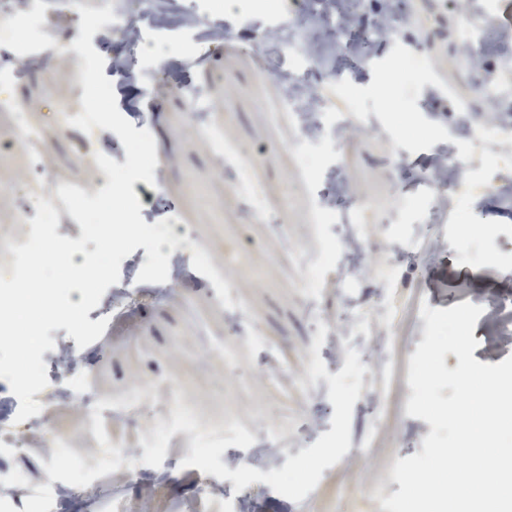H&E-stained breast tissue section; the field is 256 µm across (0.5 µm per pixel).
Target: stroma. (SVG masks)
<instances>
[{"label":"stroma","mask_w":512,"mask_h":512,"mask_svg":"<svg viewBox=\"0 0 512 512\" xmlns=\"http://www.w3.org/2000/svg\"><path fill=\"white\" fill-rule=\"evenodd\" d=\"M79 9L41 4L46 19L21 41L0 42V78L9 77L17 110L0 108V244L25 233L37 214L36 201L19 191L22 182L50 183L46 200L58 213V230L76 240L80 224L55 190H101L97 139L82 141L68 123L82 108V67L59 48L63 32L79 35L80 8L101 0H78ZM268 0H236V10H215L209 0H167V24L143 18L144 40L156 54H138L129 74H104L113 84L120 113L136 129H148L157 146L156 189L143 202L147 224L177 218L189 246L178 285L141 283L145 248L120 265L115 289L106 290L90 321L107 319L98 349L75 375L77 391L112 398L155 384L152 397L133 411L142 440L137 479L100 459L83 428L78 401L44 404L32 416L16 448L0 456V500L67 481V459L102 468L135 512H196L205 488H221L238 512H377L380 492L396 493L391 477L397 460L422 452L431 426L409 416L410 364L424 339L422 306L448 309L479 305L512 286V241L500 240L512 226V138L493 141L463 176L475 182L496 178L494 193H449L435 201L431 186L418 180L448 149L467 152L470 129L494 130L500 116L488 115L463 49L469 17L489 19L480 52L488 60H512V0H399L401 26L376 28L386 0H362L368 33L364 54L338 56L333 69L311 68L300 48L278 50L263 61L259 33L288 18L267 10ZM427 55L424 72L408 99L397 93L405 55L416 47ZM311 89L306 104L324 112L338 89L356 96L359 109L337 115L335 127L316 138L288 125L272 126L265 102L281 95L287 78ZM406 113L416 128L408 135L397 120ZM224 125L231 152L214 144L210 122ZM35 126L43 142L34 147L21 130ZM320 154L315 175L299 167L296 153ZM249 160L269 194L281 197L267 223L254 221L255 205L234 190L237 159ZM347 182V211L365 204L363 272L357 287H344L350 257L344 249L351 229L318 224L316 208L336 197L332 168ZM418 203L401 209L400 200ZM286 231L290 253L275 240ZM248 232L252 246L236 257L223 241ZM482 259H473L474 245ZM329 255L330 264L314 288L300 270ZM394 269L385 280V269ZM139 296L120 317L107 311L115 291ZM403 345L405 362L397 379L381 364L388 338ZM378 397L386 418L373 429L370 397ZM192 411L201 432L185 440L163 438L160 422L171 406ZM70 439L55 447L49 433ZM282 439L288 444L275 466L296 472L300 459L315 465L293 490L261 476L236 477L226 459L247 461L256 449Z\"/></svg>","instance_id":"stroma-1"}]
</instances>
